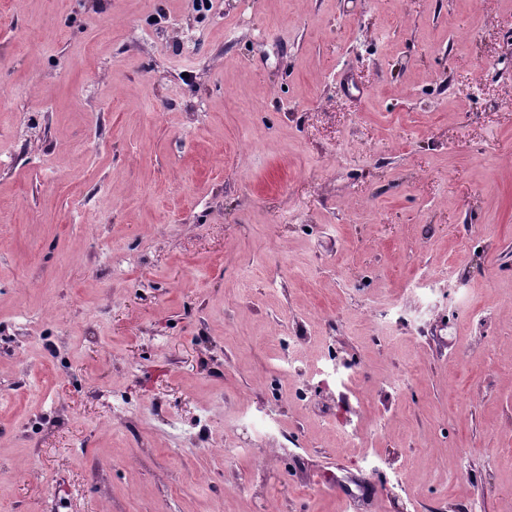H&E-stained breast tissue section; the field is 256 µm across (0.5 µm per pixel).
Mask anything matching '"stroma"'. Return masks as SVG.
<instances>
[{
    "label": "stroma",
    "mask_w": 512,
    "mask_h": 512,
    "mask_svg": "<svg viewBox=\"0 0 512 512\" xmlns=\"http://www.w3.org/2000/svg\"><path fill=\"white\" fill-rule=\"evenodd\" d=\"M0 512H512V0H0Z\"/></svg>",
    "instance_id": "35a3bbf8"
}]
</instances>
